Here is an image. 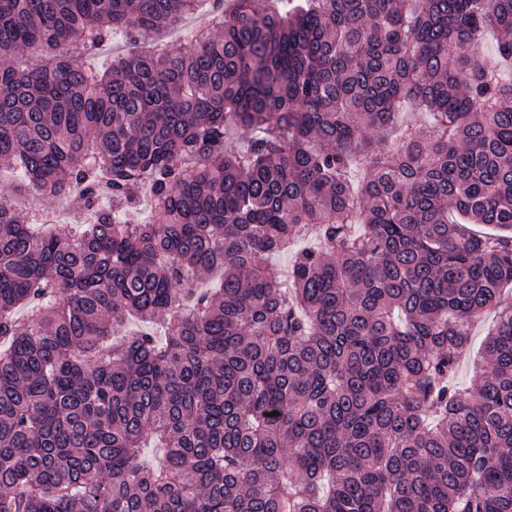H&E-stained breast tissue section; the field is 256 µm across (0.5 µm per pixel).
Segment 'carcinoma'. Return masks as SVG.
<instances>
[{
    "label": "carcinoma",
    "instance_id": "carcinoma-1",
    "mask_svg": "<svg viewBox=\"0 0 512 512\" xmlns=\"http://www.w3.org/2000/svg\"><path fill=\"white\" fill-rule=\"evenodd\" d=\"M196 2L0 0V512H512V0Z\"/></svg>",
    "mask_w": 512,
    "mask_h": 512
}]
</instances>
